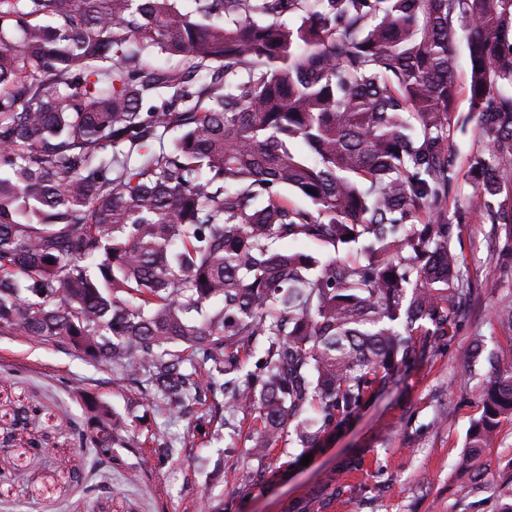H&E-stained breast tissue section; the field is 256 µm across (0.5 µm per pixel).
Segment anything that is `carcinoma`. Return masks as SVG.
Wrapping results in <instances>:
<instances>
[{
  "label": "carcinoma",
  "mask_w": 512,
  "mask_h": 512,
  "mask_svg": "<svg viewBox=\"0 0 512 512\" xmlns=\"http://www.w3.org/2000/svg\"><path fill=\"white\" fill-rule=\"evenodd\" d=\"M183 2L0 0V333L112 367L159 414L223 395L260 422L250 459L305 453L474 300L448 214L458 36L482 141L467 208L512 277V0ZM303 240L355 256L280 248ZM485 361L475 469L512 418V365L476 339L463 362ZM86 407L97 457L174 454Z\"/></svg>",
  "instance_id": "carcinoma-1"
}]
</instances>
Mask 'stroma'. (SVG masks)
Instances as JSON below:
<instances>
[{
    "instance_id": "1",
    "label": "stroma",
    "mask_w": 512,
    "mask_h": 512,
    "mask_svg": "<svg viewBox=\"0 0 512 512\" xmlns=\"http://www.w3.org/2000/svg\"><path fill=\"white\" fill-rule=\"evenodd\" d=\"M477 145L475 124L454 134L460 179L450 197L451 208L466 213L455 247L476 300L437 355L418 362L402 383L377 388L356 417L313 450L308 465L292 449H271L263 483L238 496L233 472L246 457L248 432L227 433L202 407L192 418L167 412L141 421L182 449L165 468L142 466L133 450L94 466L74 432L84 421V398L106 399L122 412L134 389L73 351L0 335V512H203L207 496L223 500L225 512H288L293 501L307 512H502L512 504V420L502 422L479 470L459 467L491 376L484 366L469 374L463 351L478 339L501 366L512 364V326L496 315L512 300V281L493 278L488 227L466 212L465 175ZM33 439L43 452L30 448Z\"/></svg>"
}]
</instances>
